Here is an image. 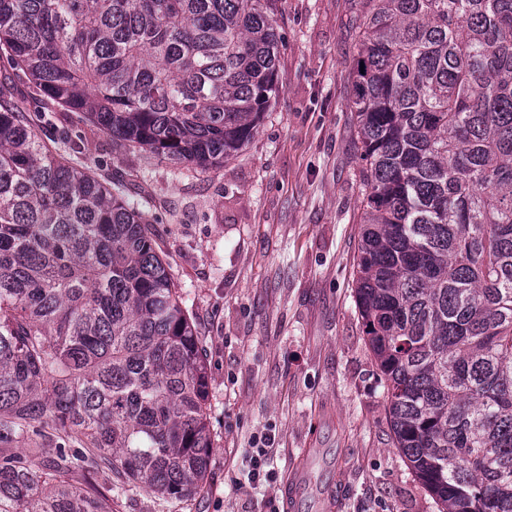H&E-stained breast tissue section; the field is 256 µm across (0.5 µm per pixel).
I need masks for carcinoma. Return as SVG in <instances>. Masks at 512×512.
Returning <instances> with one entry per match:
<instances>
[{
  "label": "carcinoma",
  "mask_w": 512,
  "mask_h": 512,
  "mask_svg": "<svg viewBox=\"0 0 512 512\" xmlns=\"http://www.w3.org/2000/svg\"><path fill=\"white\" fill-rule=\"evenodd\" d=\"M278 2L0 0V512H112L131 487L186 500L212 448L155 202L78 164L13 77L205 172L279 93ZM352 30L354 298L394 443L439 512H512V0H354ZM90 469L110 485L72 482Z\"/></svg>",
  "instance_id": "1"
}]
</instances>
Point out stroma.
Masks as SVG:
<instances>
[{
	"mask_svg": "<svg viewBox=\"0 0 512 512\" xmlns=\"http://www.w3.org/2000/svg\"><path fill=\"white\" fill-rule=\"evenodd\" d=\"M351 0H279L280 93L257 135L223 167L177 175L73 123L82 158L140 175L156 198V248L186 293L207 364L213 448L204 488L187 501L137 489L114 512H269L303 459L299 512H438L395 448L383 388L353 298L361 196L350 109L356 55ZM270 433L274 486L250 484L253 436Z\"/></svg>",
	"mask_w": 512,
	"mask_h": 512,
	"instance_id": "35a3bbf8",
	"label": "stroma"
}]
</instances>
